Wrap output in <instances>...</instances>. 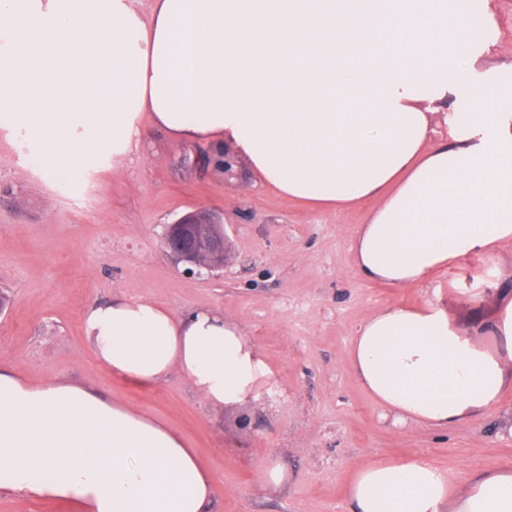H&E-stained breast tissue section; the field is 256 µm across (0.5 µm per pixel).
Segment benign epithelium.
Masks as SVG:
<instances>
[{
    "label": "benign epithelium",
    "mask_w": 512,
    "mask_h": 512,
    "mask_svg": "<svg viewBox=\"0 0 512 512\" xmlns=\"http://www.w3.org/2000/svg\"><path fill=\"white\" fill-rule=\"evenodd\" d=\"M163 244L189 274L223 268L233 250L226 225L219 216L206 209L188 212L169 225Z\"/></svg>",
    "instance_id": "benign-epithelium-1"
}]
</instances>
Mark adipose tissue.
<instances>
[{
  "instance_id": "ef3b65f1",
  "label": "adipose tissue",
  "mask_w": 512,
  "mask_h": 512,
  "mask_svg": "<svg viewBox=\"0 0 512 512\" xmlns=\"http://www.w3.org/2000/svg\"><path fill=\"white\" fill-rule=\"evenodd\" d=\"M0 0V131L59 189L138 157L142 122L233 150L312 210L377 206L352 258L394 288L512 244V79L478 76L493 0ZM448 114V136L432 120ZM489 352L436 301L368 315L348 352L402 423L496 414L512 384V286ZM84 329L112 374L186 377L210 405L258 401L267 358L236 320L116 294ZM0 489L79 512H215L212 477L161 420L66 380L0 369ZM349 512H512V465L451 480L419 453L358 466Z\"/></svg>"
}]
</instances>
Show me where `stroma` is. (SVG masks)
Here are the masks:
<instances>
[{"mask_svg": "<svg viewBox=\"0 0 512 512\" xmlns=\"http://www.w3.org/2000/svg\"><path fill=\"white\" fill-rule=\"evenodd\" d=\"M497 27L478 71L512 63V0H496ZM146 158L87 176L62 193L34 175L0 133V365L34 383L87 384L166 421L213 475L217 512H348L359 462L417 452L450 476L512 463V437L494 416L446 430L396 423L361 387L347 354L370 313L440 301L481 337L497 313L496 287L512 278V245L469 256L419 286L370 281L353 266V233L373 208L313 211L257 182L228 178L212 145L173 141L144 122ZM222 213L234 243L223 270L188 276L165 251L184 212ZM483 292L481 303L469 289ZM122 293L175 312L211 308L243 324L274 375L258 402L216 408L175 373L142 386L113 375L83 330L94 303ZM279 456L284 485L262 487L259 467Z\"/></svg>", "mask_w": 512, "mask_h": 512, "instance_id": "1", "label": "stroma"}]
</instances>
